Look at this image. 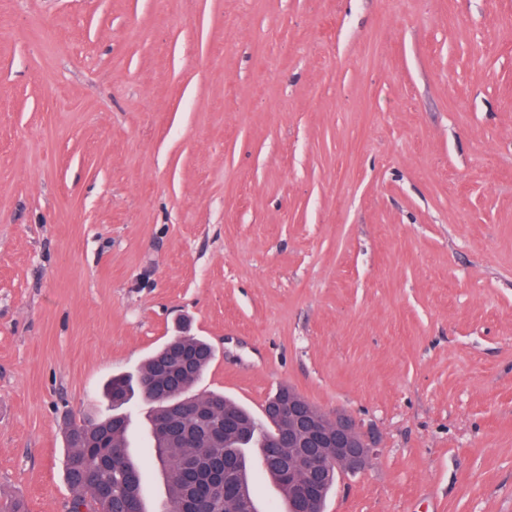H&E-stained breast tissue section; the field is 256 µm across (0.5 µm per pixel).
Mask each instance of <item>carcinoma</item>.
<instances>
[{"label":"carcinoma","mask_w":512,"mask_h":512,"mask_svg":"<svg viewBox=\"0 0 512 512\" xmlns=\"http://www.w3.org/2000/svg\"><path fill=\"white\" fill-rule=\"evenodd\" d=\"M214 357L212 346L204 339L188 333L171 337L152 354L138 371L140 376L158 379L163 400L154 394L144 395L152 404L150 414L151 442L148 455L160 465L167 477L168 500L162 512H185L190 489L181 479L183 464L188 459H210L228 455L236 465L233 493L224 496V489L215 491L210 512H258L249 479L247 448L260 449V461L268 457L266 443L270 424L257 421L245 408L221 394H193L191 388L204 374ZM128 396L131 383L124 376L113 377L107 385L108 398L115 392ZM184 398L198 403L203 420H190L185 425L187 436L179 443L156 423L157 416L171 404ZM236 414L237 424L219 438L210 436L209 425L221 421L213 412L215 403ZM127 420L116 413L99 421L71 423L65 430L66 460L64 476L74 491L67 512H146L143 501V472L131 456L127 439ZM263 473L291 500V490L283 472L270 465H261Z\"/></svg>","instance_id":"carcinoma-1"}]
</instances>
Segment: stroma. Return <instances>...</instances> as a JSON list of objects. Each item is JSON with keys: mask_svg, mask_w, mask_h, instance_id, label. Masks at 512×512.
Masks as SVG:
<instances>
[{"mask_svg": "<svg viewBox=\"0 0 512 512\" xmlns=\"http://www.w3.org/2000/svg\"><path fill=\"white\" fill-rule=\"evenodd\" d=\"M184 319L378 439L323 512H512V0H0V494Z\"/></svg>", "mask_w": 512, "mask_h": 512, "instance_id": "obj_1", "label": "stroma"}]
</instances>
